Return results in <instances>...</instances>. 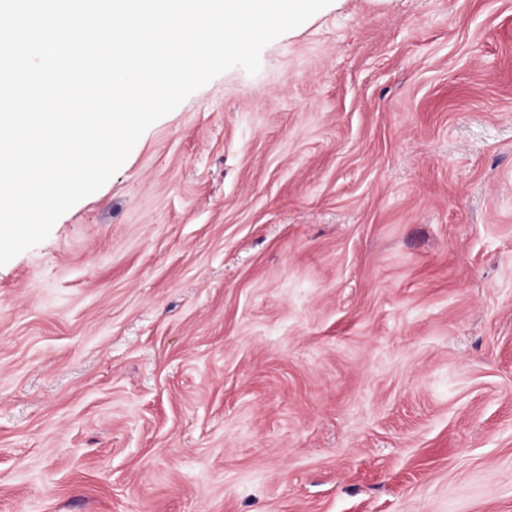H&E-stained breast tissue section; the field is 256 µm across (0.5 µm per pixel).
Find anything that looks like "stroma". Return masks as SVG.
Masks as SVG:
<instances>
[{
  "label": "stroma",
  "instance_id": "35a3bbf8",
  "mask_svg": "<svg viewBox=\"0 0 512 512\" xmlns=\"http://www.w3.org/2000/svg\"><path fill=\"white\" fill-rule=\"evenodd\" d=\"M0 266V512H512V0H332Z\"/></svg>",
  "mask_w": 512,
  "mask_h": 512
}]
</instances>
